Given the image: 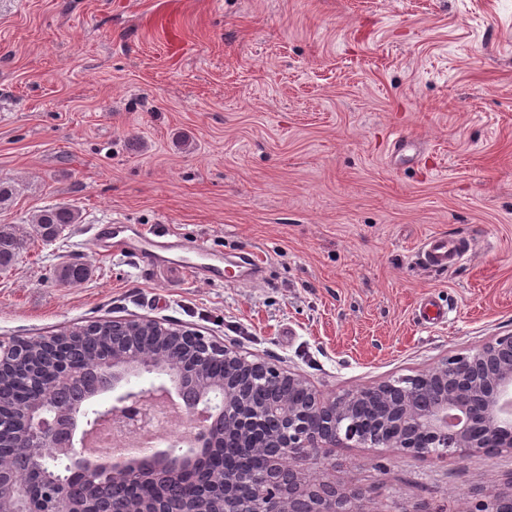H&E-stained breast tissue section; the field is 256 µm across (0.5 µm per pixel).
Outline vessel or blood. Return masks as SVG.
Returning a JSON list of instances; mask_svg holds the SVG:
<instances>
[{"mask_svg":"<svg viewBox=\"0 0 512 512\" xmlns=\"http://www.w3.org/2000/svg\"><path fill=\"white\" fill-rule=\"evenodd\" d=\"M108 237L114 252L132 255L149 267L158 264L163 253L181 251L185 257L177 262L176 267L182 273L196 275L203 272L214 281L223 280L227 273L223 258L212 254L210 249L202 246L191 248L180 240L150 233L134 224H111ZM422 254L429 266L445 269L462 262L465 250L448 236L434 235L426 240Z\"/></svg>","mask_w":512,"mask_h":512,"instance_id":"obj_1","label":"vessel or blood"}]
</instances>
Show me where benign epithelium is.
Wrapping results in <instances>:
<instances>
[{"label":"benign epithelium","instance_id":"1","mask_svg":"<svg viewBox=\"0 0 512 512\" xmlns=\"http://www.w3.org/2000/svg\"><path fill=\"white\" fill-rule=\"evenodd\" d=\"M121 325L154 331L160 352L142 354L112 346V359L102 365L97 388L85 392V403L114 392L129 376L149 370L167 376L176 387L189 386L209 411V420L196 422L198 446L190 451L175 448L176 455L164 456L158 468L115 463L106 481L117 484L130 475L171 480L227 435L272 425L263 448L262 472L224 475L221 505L210 504L197 491L185 499L184 512H380L369 491L324 475V461L336 446L349 441L393 448L413 458L448 454L463 458L491 447L512 453L511 332L444 359L410 378L408 384L382 381L326 395L302 375L274 363L250 360L198 329L172 330L144 318H130ZM22 341L17 336L0 345V371L16 357ZM174 341L183 344L189 360L172 356L168 347ZM211 356L224 358V378L207 377L204 361ZM259 379L276 389V396L255 404L249 393ZM80 380V373L64 369L53 387L72 391L80 388ZM296 389L307 392L306 401L294 403L288 398ZM167 391L163 384L125 390L104 410L117 421H135L146 415L145 394ZM48 401L45 390L18 409L7 414L0 411V431L15 429L16 447L38 449L37 473L42 481L41 495L36 497L30 484L18 480L14 468L1 466L0 512H98L93 497L98 481L89 477L80 489L71 487L73 480L66 472L77 452L62 444L76 423L91 424L95 419L85 417L76 403L50 408ZM235 485L255 487L261 502L231 494L229 488ZM467 512H512V477L496 490L471 493Z\"/></svg>","mask_w":512,"mask_h":512}]
</instances>
